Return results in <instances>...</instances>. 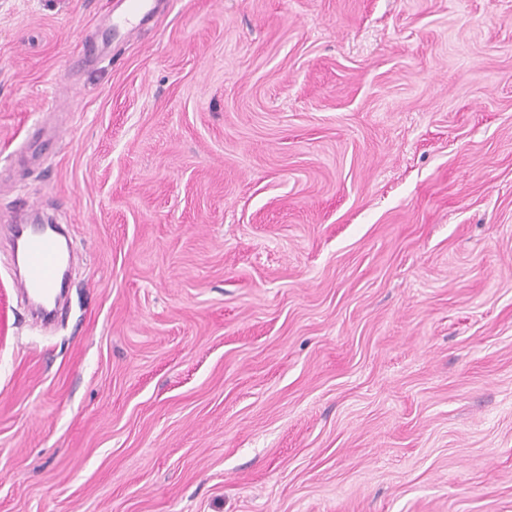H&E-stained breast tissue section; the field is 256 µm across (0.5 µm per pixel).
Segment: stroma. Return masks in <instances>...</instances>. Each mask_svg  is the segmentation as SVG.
<instances>
[{
    "mask_svg": "<svg viewBox=\"0 0 512 512\" xmlns=\"http://www.w3.org/2000/svg\"><path fill=\"white\" fill-rule=\"evenodd\" d=\"M115 2L0 0V512H512V0H169L76 64ZM17 212L7 220L15 245L25 256V272L17 281L23 295L48 300L54 287L62 257L57 239L40 225L15 221Z\"/></svg>",
    "mask_w": 512,
    "mask_h": 512,
    "instance_id": "stroma-1",
    "label": "stroma"
}]
</instances>
